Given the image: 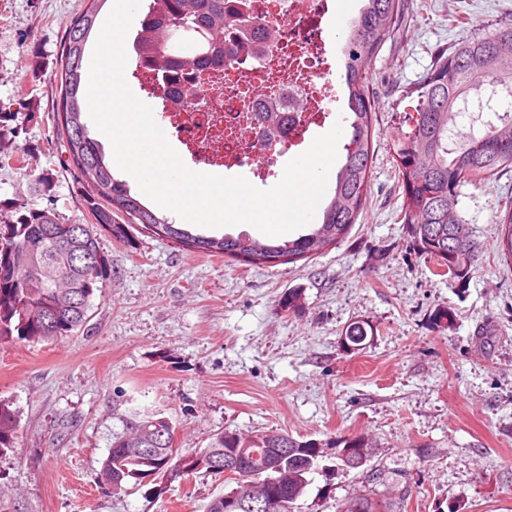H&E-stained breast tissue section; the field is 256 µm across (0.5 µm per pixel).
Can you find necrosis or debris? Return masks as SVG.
Wrapping results in <instances>:
<instances>
[{"label": "necrosis or debris", "mask_w": 512, "mask_h": 512, "mask_svg": "<svg viewBox=\"0 0 512 512\" xmlns=\"http://www.w3.org/2000/svg\"><path fill=\"white\" fill-rule=\"evenodd\" d=\"M249 14L274 25L280 37L264 42L252 67L224 65L200 73L194 83L202 94L196 111L186 112L156 90L153 72L141 61L131 64L132 76L148 101L167 111L173 134L198 165L248 168L253 179L266 181L273 167L301 145L311 126L325 117L331 91L326 80L325 26L329 0H247ZM295 93L298 111L270 115L264 105L282 89Z\"/></svg>", "instance_id": "1"}]
</instances>
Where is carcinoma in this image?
I'll list each match as a JSON object with an SVG mask.
<instances>
[{"instance_id":"carcinoma-1","label":"carcinoma","mask_w":512,"mask_h":512,"mask_svg":"<svg viewBox=\"0 0 512 512\" xmlns=\"http://www.w3.org/2000/svg\"><path fill=\"white\" fill-rule=\"evenodd\" d=\"M108 0H87L85 9L71 22L53 79L59 86L54 119L56 134L65 142L69 161L84 188L77 203L93 216L113 238L129 240L128 225L141 224L158 236L208 255H222L249 265L294 263L323 252L342 240L356 223L368 196L371 146L375 138L373 104L368 95V59L379 51L394 31L404 0H362L342 47L347 117L351 134L344 144L345 159L335 176L332 197L322 221L307 234L282 242H265L245 234L206 236L195 234L186 224L160 216L133 196L127 184L116 179L98 140L90 137L82 108L85 53L98 16ZM181 15H190L207 36L217 43L214 57L199 58L191 46L172 51L171 57L156 56L163 39L158 25ZM236 13L227 0H151L140 22L136 44L150 58L154 70L175 79L186 66L202 70L213 61L239 62L242 46H224V28L234 23ZM505 82L512 86V28L485 33L461 43L438 59L427 74L412 112L406 116L409 131L394 147V165L402 183V221L415 249L433 259L450 278L465 283L474 272L481 244L458 211V188L477 184L499 169L512 167V113L492 114V126L480 134L457 133L459 105L470 99L479 82ZM17 113L0 111V161L14 157ZM127 216L119 224L115 213ZM498 250L512 262V205L501 209L496 220ZM73 225L61 221L54 208L38 209L24 202L0 208V341L17 338L28 342L53 341L74 335L88 318L96 292L110 278L111 266L100 242L88 225L80 224L69 242L73 256L59 257L57 245L67 240ZM102 256L101 265L86 266L82 257ZM349 344H362L368 332L365 323L348 325ZM17 422L9 405L0 401V458L14 451ZM173 429L165 417L136 412L112 434V448L98 473L101 488L114 495L127 491L129 482L140 483L150 471L164 473L175 467L164 436ZM344 454L342 466L359 469L369 465L377 448L364 435L344 437L333 443ZM139 448L153 453L142 456ZM288 454L273 460V449ZM245 463L239 478L225 481L226 493L213 498L205 512H224L225 495L237 493L239 480H253L251 473L273 461L278 467L279 490L288 492L293 505L309 484L308 475L319 467L324 447L299 441L287 433L266 437L244 436L226 429L207 447L196 451ZM0 512H25L22 495L9 489L0 476ZM338 512H393L386 500L371 493L359 494L342 504Z\"/></svg>"}]
</instances>
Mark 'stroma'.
Instances as JSON below:
<instances>
[{
    "mask_svg": "<svg viewBox=\"0 0 512 512\" xmlns=\"http://www.w3.org/2000/svg\"><path fill=\"white\" fill-rule=\"evenodd\" d=\"M86 0H0V105L16 112L23 165L0 166V201L54 205L90 223L53 128L51 73ZM361 0H333L331 80L324 134L344 118L336 57ZM512 27V0H405L369 61L375 108L370 193L350 233L307 260L254 267L193 252L129 227L130 243L98 231L112 264L83 332L52 342H0V402L17 419L15 451L0 459L32 512H203L224 479L196 474L144 481L115 496L97 485L112 435L136 411L171 418L182 451L231 429L286 432L332 443L365 434L380 484L327 454L299 512H337L371 489L401 512H512V265L497 248L495 217L512 201V168L458 190L459 212L482 244L467 285L437 273L412 248L393 143L440 55L470 37ZM52 173L53 199L32 183ZM300 300L285 311L281 298ZM453 318L436 322L438 311ZM363 321L372 336L346 352L341 333Z\"/></svg>",
    "mask_w": 512,
    "mask_h": 512,
    "instance_id": "obj_1",
    "label": "stroma"
}]
</instances>
